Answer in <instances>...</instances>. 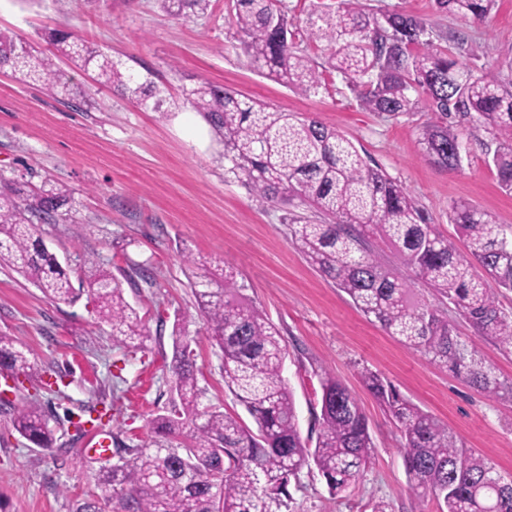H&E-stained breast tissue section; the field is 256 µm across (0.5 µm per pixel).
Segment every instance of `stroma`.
Masks as SVG:
<instances>
[{
	"instance_id": "stroma-1",
	"label": "stroma",
	"mask_w": 512,
	"mask_h": 512,
	"mask_svg": "<svg viewBox=\"0 0 512 512\" xmlns=\"http://www.w3.org/2000/svg\"><path fill=\"white\" fill-rule=\"evenodd\" d=\"M366 2L420 17L434 43L475 73L512 79V0H497L480 24L437 13L431 0ZM51 29L73 32L137 72L152 70L175 105L164 116L147 111L97 86L93 72L56 60L62 78L90 91L88 110H75L0 70V176L70 188L72 222L35 225L36 235L73 286L80 288L95 264L110 269L150 333L141 348L125 347L99 321L88 293L70 304L54 301L0 268V332L32 350L44 379L35 388L25 377L13 378L9 404H0V512H76L78 504L96 499V475L110 461L88 454L92 437L105 433L129 445L143 443L149 420L176 397L174 325L196 337V367L207 389L203 405L239 412L224 389L218 349L189 286L204 267L226 262L245 283L246 297L286 340L284 376L302 436L315 426L326 371L356 394L369 420L374 448L356 484L334 497L316 468H303L290 512H372L379 502L388 503L389 512H437L430 496L409 491L400 433L364 389V369L391 381L501 474L512 473V400L488 399L366 319L291 244L287 206H269L225 177L218 159L223 146L182 91L205 79L272 108L317 117L402 184L430 223L459 247L464 240L451 221L458 203L512 230V194L501 191L488 164L493 142L483 128L461 125L458 167L428 163L419 129L437 113L424 107L394 118L365 111L342 77L326 68L311 97L266 78L239 47L229 0H212L207 15L187 20L167 14L159 0H0V32L38 40ZM138 264L155 287L131 286ZM444 310L457 332L470 337L502 377L512 378V354L475 336L453 304ZM58 376L66 383L60 394L52 387ZM33 398L57 423L52 449L33 446L12 427L14 412ZM100 401L112 403L110 415L88 425L87 409Z\"/></svg>"
}]
</instances>
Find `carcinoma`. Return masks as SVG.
Returning <instances> with one entry per match:
<instances>
[{
    "mask_svg": "<svg viewBox=\"0 0 512 512\" xmlns=\"http://www.w3.org/2000/svg\"><path fill=\"white\" fill-rule=\"evenodd\" d=\"M211 0H161L177 18L207 14ZM277 0H233V25L244 51L262 74L309 97L321 88L318 64L290 37ZM494 0H433L439 13L482 23ZM57 55L97 82L152 112L165 114L166 90L134 73L70 32L44 36ZM306 40L334 47L331 68L368 112L397 117L427 101L440 120L420 130L424 157L440 168L461 161L456 116L481 124L496 143L492 164L500 187L512 192V86L489 73L476 74L433 46L414 15L369 10L364 0H342L334 13L309 22ZM8 67L80 108L84 93L63 82L33 44L0 32V69ZM183 96L224 145V173L273 205L294 198L319 221L288 220L292 244L355 307L389 336L452 371L492 400L512 399V379L502 380L470 340L454 334L439 307L415 299L424 286L448 300L476 335L512 351V312L496 289L512 290V236L467 204L452 221L468 255L431 224L412 195L385 171L370 166L354 144L314 117L274 110L234 90L201 80ZM69 189L54 182L34 186L0 179V267L31 281L46 296L72 301L71 279L55 253L32 232L33 224L70 219ZM368 227L408 276L385 264L358 232ZM90 292L112 337L126 347L149 338L138 311L112 272L91 270ZM197 309L221 352L224 386L253 418L255 429L217 406H202L205 389L194 368L191 340L176 335L172 358L179 402L153 421L155 436L142 445L113 440L118 460L99 471V500L112 512H283L290 486L303 467L314 465L333 495L360 478L370 460L372 438L357 399L336 376L320 378L316 442L309 447L297 423L295 399L284 377L288 356L281 331L243 294L233 266L221 277L197 275L190 282ZM0 368L39 377L31 352L0 333ZM361 380L401 432V449L412 488L438 504V512H512V475L459 443L447 425L405 399L378 374ZM192 425L189 442L181 441ZM12 425L22 437L48 448L54 429L35 403L17 410Z\"/></svg>",
    "mask_w": 512,
    "mask_h": 512,
    "instance_id": "cac0c4a2",
    "label": "carcinoma"
}]
</instances>
